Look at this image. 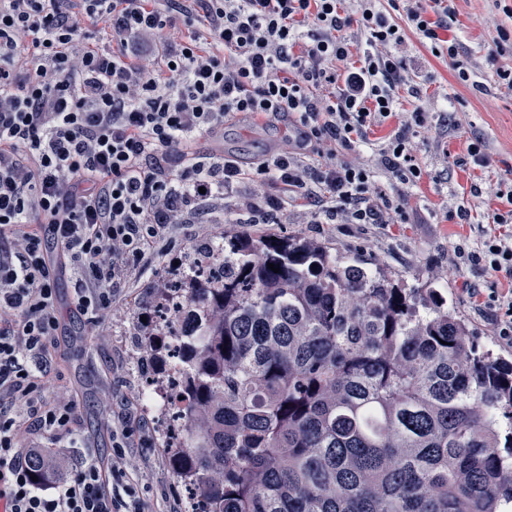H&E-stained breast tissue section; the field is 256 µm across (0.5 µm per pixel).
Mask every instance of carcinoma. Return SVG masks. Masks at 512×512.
<instances>
[{"label":"carcinoma","instance_id":"obj_1","mask_svg":"<svg viewBox=\"0 0 512 512\" xmlns=\"http://www.w3.org/2000/svg\"><path fill=\"white\" fill-rule=\"evenodd\" d=\"M184 285L192 406L165 449L196 512L512 509V363L436 289L269 235Z\"/></svg>","mask_w":512,"mask_h":512}]
</instances>
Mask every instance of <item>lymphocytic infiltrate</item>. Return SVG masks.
<instances>
[{
    "mask_svg": "<svg viewBox=\"0 0 512 512\" xmlns=\"http://www.w3.org/2000/svg\"><path fill=\"white\" fill-rule=\"evenodd\" d=\"M455 14L456 0H0V512H142L123 472L88 451L74 398L45 395L60 278L100 328L125 270L168 226L205 223L211 200L232 199L245 224L310 198L330 224L407 223L400 199L376 190L381 175L408 188L424 175L413 140L433 115L399 110L396 90L412 83L401 48L414 33L468 78L440 36ZM239 114L288 120L297 137L249 168L196 151ZM364 145L373 163L337 160ZM506 200L497 233L457 252L512 281ZM49 436L81 455L32 480L28 450Z\"/></svg>",
    "mask_w": 512,
    "mask_h": 512,
    "instance_id": "f902f5d3",
    "label": "lymphocytic infiltrate"
}]
</instances>
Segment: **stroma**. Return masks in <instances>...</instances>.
<instances>
[{"label": "stroma", "mask_w": 512, "mask_h": 512, "mask_svg": "<svg viewBox=\"0 0 512 512\" xmlns=\"http://www.w3.org/2000/svg\"><path fill=\"white\" fill-rule=\"evenodd\" d=\"M512 27V0H458L450 34L474 69L460 81L446 57L434 56L417 40L405 48L416 76L423 81V103L434 115L431 128L415 139V157L426 175L409 190L380 178L382 192L404 195L410 215L406 224H311L308 210L289 206L278 224H176L158 241L141 265L129 268L112 299L106 335L87 327L85 316L71 303L69 279H61L62 352L49 375L52 387L66 386L80 399L82 428L98 453L108 455L112 439L105 429L111 406L130 402L145 424L134 429L122 450L120 465L136 481L145 512H183L185 500L172 476L163 449L164 438L154 414L140 399V375L151 348L143 315L149 314L156 293L174 266H187L195 246L224 237L300 236L324 243L345 260L383 269L407 286L422 283L438 288L448 307L495 356L512 360V344L495 336L491 319L471 302V288L507 291L512 282L480 266L464 263L455 248L461 241L476 247L484 239L487 218L503 207L500 191L512 186V89L499 73L512 71V53L489 62L495 24ZM287 122L259 123L242 118L224 127V153L247 165L274 153L295 137ZM482 139L489 164L473 167L467 145ZM481 194H473L472 184ZM469 212L459 222L456 211Z\"/></svg>", "instance_id": "1"}]
</instances>
